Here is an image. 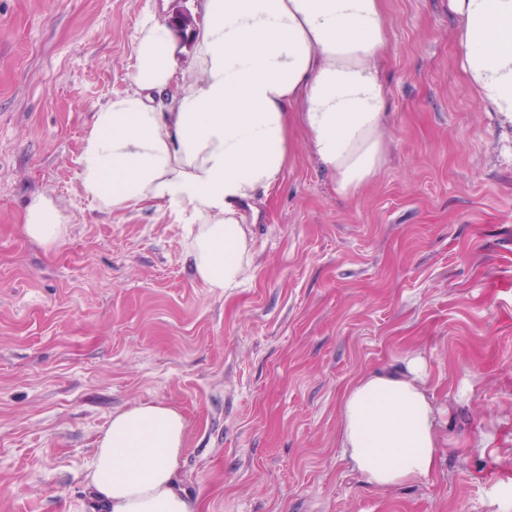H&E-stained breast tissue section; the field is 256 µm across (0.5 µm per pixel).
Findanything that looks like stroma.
<instances>
[{"label": "stroma", "mask_w": 512, "mask_h": 512, "mask_svg": "<svg viewBox=\"0 0 512 512\" xmlns=\"http://www.w3.org/2000/svg\"><path fill=\"white\" fill-rule=\"evenodd\" d=\"M150 0H0V512H100L86 479L114 412L189 423L177 479L204 512H512V126L459 71L448 0H385V163L338 195L297 138L218 295L185 230L78 191L98 105L130 84ZM68 225L22 231L33 199ZM450 424L436 469L387 492L337 446L338 401L411 348ZM65 225L61 224V215L54 203L41 198L27 208L22 230L27 237L51 245L63 239Z\"/></svg>", "instance_id": "obj_1"}]
</instances>
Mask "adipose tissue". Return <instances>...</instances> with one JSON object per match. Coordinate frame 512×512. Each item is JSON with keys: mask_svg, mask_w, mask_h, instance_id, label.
Wrapping results in <instances>:
<instances>
[{"mask_svg": "<svg viewBox=\"0 0 512 512\" xmlns=\"http://www.w3.org/2000/svg\"><path fill=\"white\" fill-rule=\"evenodd\" d=\"M194 60L179 64L174 28L144 13L130 85L98 106L79 157V189L99 209L155 206L187 228L185 260L209 291L251 270L245 206L262 204L293 159L294 131L341 195L361 191L386 154L383 0H200ZM468 88L512 123V0H448ZM25 235L60 242L51 200L26 210ZM424 352L360 373L339 399L337 442L372 488L412 485L435 469L446 413ZM188 423L151 401L114 413L99 432L87 480L106 512H202L176 473Z\"/></svg>", "mask_w": 512, "mask_h": 512, "instance_id": "obj_1", "label": "adipose tissue"}]
</instances>
